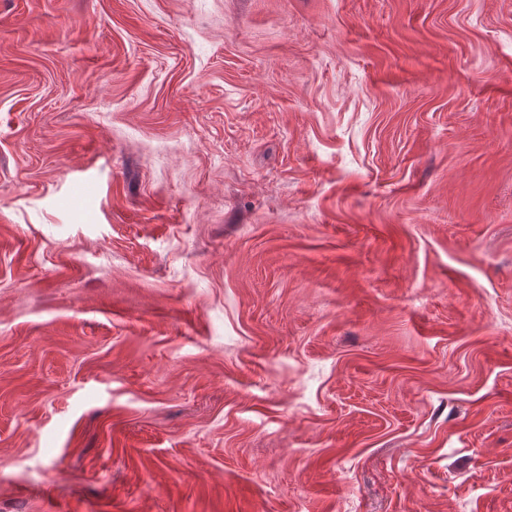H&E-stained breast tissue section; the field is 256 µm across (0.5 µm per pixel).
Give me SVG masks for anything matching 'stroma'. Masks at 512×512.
Returning <instances> with one entry per match:
<instances>
[{"instance_id":"1","label":"stroma","mask_w":512,"mask_h":512,"mask_svg":"<svg viewBox=\"0 0 512 512\" xmlns=\"http://www.w3.org/2000/svg\"><path fill=\"white\" fill-rule=\"evenodd\" d=\"M0 512H512V0H0Z\"/></svg>"}]
</instances>
